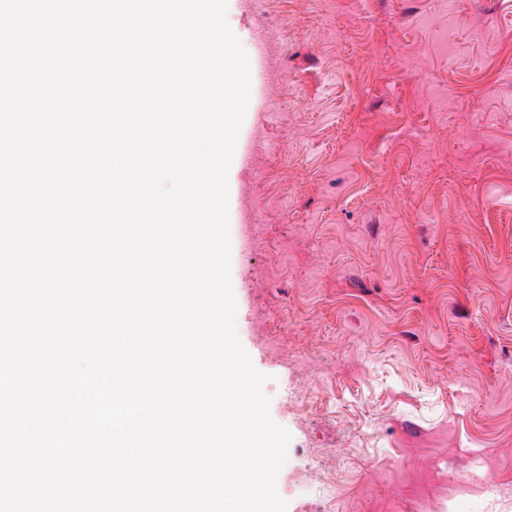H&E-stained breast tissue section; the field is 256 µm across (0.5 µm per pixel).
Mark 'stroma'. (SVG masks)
Segmentation results:
<instances>
[{
	"label": "stroma",
	"mask_w": 512,
	"mask_h": 512,
	"mask_svg": "<svg viewBox=\"0 0 512 512\" xmlns=\"http://www.w3.org/2000/svg\"><path fill=\"white\" fill-rule=\"evenodd\" d=\"M266 9L231 282L288 476L336 475L333 512H512V0Z\"/></svg>",
	"instance_id": "stroma-1"
}]
</instances>
